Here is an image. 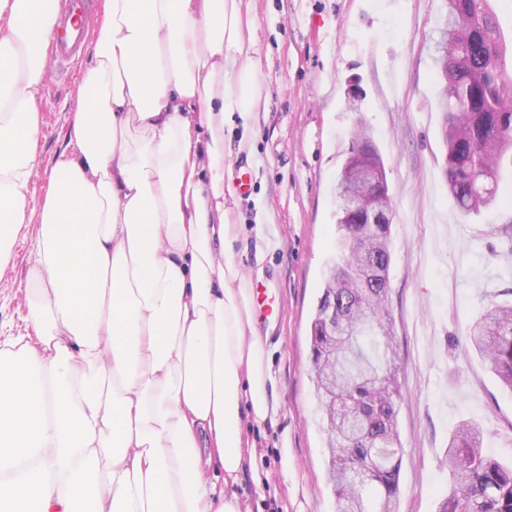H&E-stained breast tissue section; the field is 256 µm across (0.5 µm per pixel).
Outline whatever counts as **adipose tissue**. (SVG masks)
Returning a JSON list of instances; mask_svg holds the SVG:
<instances>
[{
  "label": "adipose tissue",
  "instance_id": "1",
  "mask_svg": "<svg viewBox=\"0 0 512 512\" xmlns=\"http://www.w3.org/2000/svg\"><path fill=\"white\" fill-rule=\"evenodd\" d=\"M51 0H0V265L29 217ZM239 0H103L0 342V512H240L270 405L224 200V126L261 100Z\"/></svg>",
  "mask_w": 512,
  "mask_h": 512
}]
</instances>
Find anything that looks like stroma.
<instances>
[{"mask_svg":"<svg viewBox=\"0 0 512 512\" xmlns=\"http://www.w3.org/2000/svg\"><path fill=\"white\" fill-rule=\"evenodd\" d=\"M245 41L262 74L255 112L224 128L246 142L250 198H227L242 274L263 284L280 340L262 345L275 421L243 419L241 512H335L326 420L311 378L310 327L340 232L334 188L365 122L385 167L394 219L389 311L395 327L402 446L400 512H438L448 494V442L464 422L482 448L512 462V390L463 336L512 288V170L498 201L466 216L443 175L444 114L431 36L446 0H240ZM79 77L40 91L39 160L50 168L76 106ZM32 215L0 270V334H26Z\"/></svg>","mask_w":512,"mask_h":512,"instance_id":"1","label":"stroma"}]
</instances>
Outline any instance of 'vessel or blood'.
<instances>
[{
    "label": "vessel or blood",
    "mask_w": 512,
    "mask_h": 512,
    "mask_svg": "<svg viewBox=\"0 0 512 512\" xmlns=\"http://www.w3.org/2000/svg\"><path fill=\"white\" fill-rule=\"evenodd\" d=\"M91 0H54L55 26L49 66L57 74L74 66L94 22Z\"/></svg>",
    "instance_id": "obj_1"
}]
</instances>
